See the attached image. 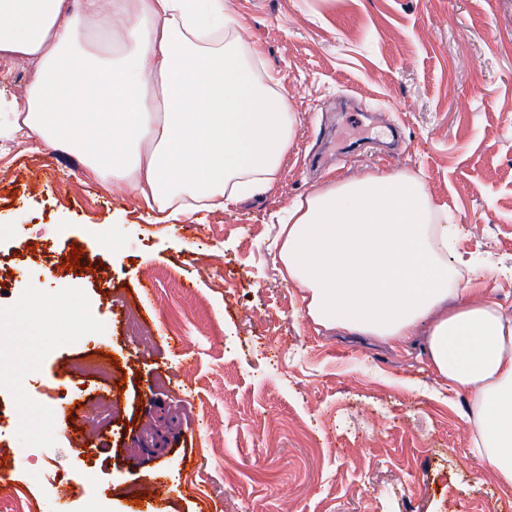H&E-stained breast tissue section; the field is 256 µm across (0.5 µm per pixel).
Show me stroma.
Segmentation results:
<instances>
[{"instance_id":"stroma-1","label":"stroma","mask_w":512,"mask_h":512,"mask_svg":"<svg viewBox=\"0 0 512 512\" xmlns=\"http://www.w3.org/2000/svg\"><path fill=\"white\" fill-rule=\"evenodd\" d=\"M228 5L299 118L260 196L160 222L77 156L0 136V512H512L423 337L314 324L273 222L332 179L416 176L512 318V0ZM75 247L108 280L64 268ZM91 334L108 377L74 369ZM63 391L80 406L47 420Z\"/></svg>"}]
</instances>
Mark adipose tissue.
<instances>
[{
  "label": "adipose tissue",
  "instance_id": "obj_1",
  "mask_svg": "<svg viewBox=\"0 0 512 512\" xmlns=\"http://www.w3.org/2000/svg\"><path fill=\"white\" fill-rule=\"evenodd\" d=\"M224 0H0V61L35 65L14 132L81 157L169 218L277 178L297 117ZM446 213L397 173L331 182L279 220L278 270L317 325L400 344L469 394L472 455L512 488V319L470 277Z\"/></svg>",
  "mask_w": 512,
  "mask_h": 512
}]
</instances>
